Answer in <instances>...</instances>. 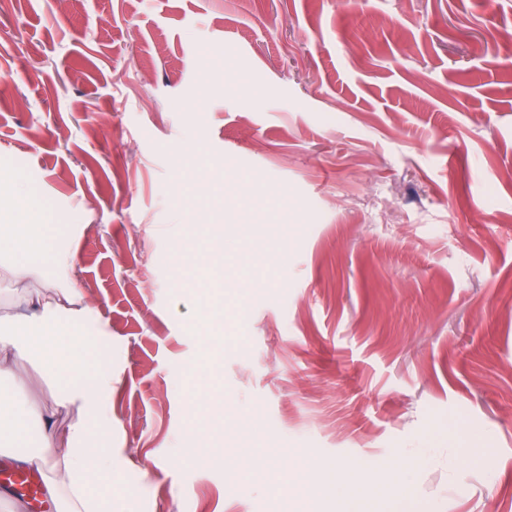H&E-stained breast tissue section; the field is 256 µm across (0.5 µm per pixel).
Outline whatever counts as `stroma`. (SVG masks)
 <instances>
[{
  "label": "stroma",
  "instance_id": "1",
  "mask_svg": "<svg viewBox=\"0 0 512 512\" xmlns=\"http://www.w3.org/2000/svg\"><path fill=\"white\" fill-rule=\"evenodd\" d=\"M1 167L78 244L0 317L69 284L112 336V512L336 462L512 512V0H0Z\"/></svg>",
  "mask_w": 512,
  "mask_h": 512
}]
</instances>
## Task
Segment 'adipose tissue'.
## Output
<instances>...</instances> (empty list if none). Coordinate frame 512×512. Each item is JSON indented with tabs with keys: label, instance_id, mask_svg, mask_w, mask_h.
I'll return each mask as SVG.
<instances>
[{
	"label": "adipose tissue",
	"instance_id": "ef3b65f1",
	"mask_svg": "<svg viewBox=\"0 0 512 512\" xmlns=\"http://www.w3.org/2000/svg\"><path fill=\"white\" fill-rule=\"evenodd\" d=\"M15 218L0 224V258L12 259L18 274L50 264L63 279L73 272V248L54 247L33 222L29 196L15 197ZM28 315L0 320V380L22 382L10 363L12 355L34 359L47 375L68 371L69 378L52 405L19 400L14 392L0 391V459L19 463L41 474L48 495L64 512H111V499L95 490L96 479L111 478L112 364L89 365L77 349L80 328L91 311L85 296L74 288H50L24 297ZM70 419L65 443H58V415ZM328 492L348 503L349 512H385V504L364 472L337 465L326 478Z\"/></svg>",
	"mask_w": 512,
	"mask_h": 512
}]
</instances>
